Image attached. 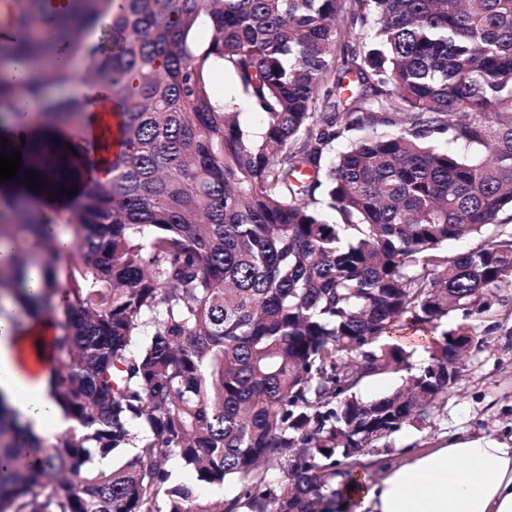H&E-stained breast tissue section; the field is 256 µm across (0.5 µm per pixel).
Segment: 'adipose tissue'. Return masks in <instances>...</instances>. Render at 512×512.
I'll list each match as a JSON object with an SVG mask.
<instances>
[{
    "mask_svg": "<svg viewBox=\"0 0 512 512\" xmlns=\"http://www.w3.org/2000/svg\"><path fill=\"white\" fill-rule=\"evenodd\" d=\"M72 91L87 100L88 121L64 127L58 139H94L101 147L94 178L110 182L122 118L100 85ZM53 332L48 317H27L9 305L0 311V400L49 442L70 425L51 392L56 366L44 344ZM343 499L352 512H512V447L479 439L419 454L375 480L357 471Z\"/></svg>",
    "mask_w": 512,
    "mask_h": 512,
    "instance_id": "1",
    "label": "adipose tissue"
}]
</instances>
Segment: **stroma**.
<instances>
[{"label":"stroma","mask_w":512,"mask_h":512,"mask_svg":"<svg viewBox=\"0 0 512 512\" xmlns=\"http://www.w3.org/2000/svg\"><path fill=\"white\" fill-rule=\"evenodd\" d=\"M498 330L464 358L462 381L430 412L427 421L405 426L357 456L355 466L370 479L407 461L410 453L451 441L492 438L512 446V300L497 307Z\"/></svg>","instance_id":"1"}]
</instances>
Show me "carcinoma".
I'll return each instance as SVG.
<instances>
[{"mask_svg": "<svg viewBox=\"0 0 512 512\" xmlns=\"http://www.w3.org/2000/svg\"><path fill=\"white\" fill-rule=\"evenodd\" d=\"M68 2L0 0L27 63L18 83L0 57V112L23 96L73 123L85 102L49 89L102 82L124 150L67 213L0 219V292L55 320L74 423L47 447L0 407V512H342L346 460L429 417L512 289V0ZM60 43L82 74L48 64ZM405 325L434 336L417 366L388 341ZM174 463L224 496L195 510ZM404 375H406V372L397 373L392 377H382L367 380L359 386L357 392L363 397L380 395L399 385L402 382L401 379Z\"/></svg>", "mask_w": 512, "mask_h": 512, "instance_id": "1", "label": "carcinoma"}]
</instances>
